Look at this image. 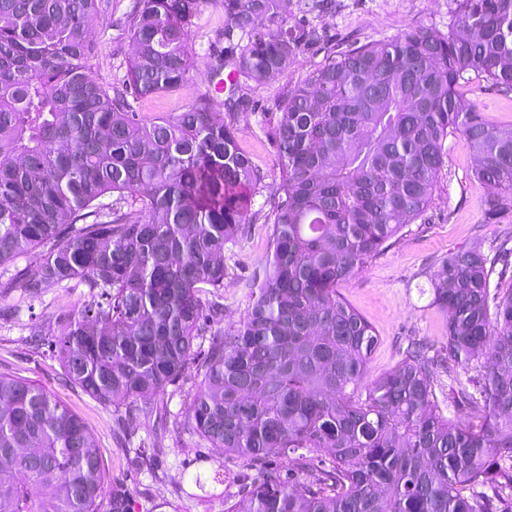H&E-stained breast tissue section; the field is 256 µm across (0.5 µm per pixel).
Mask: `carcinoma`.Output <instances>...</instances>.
Segmentation results:
<instances>
[{
  "instance_id": "1",
  "label": "carcinoma",
  "mask_w": 512,
  "mask_h": 512,
  "mask_svg": "<svg viewBox=\"0 0 512 512\" xmlns=\"http://www.w3.org/2000/svg\"><path fill=\"white\" fill-rule=\"evenodd\" d=\"M205 2L138 0L126 89L112 95L86 65L96 0H0V267L43 247L29 295L88 288L48 343L69 384L115 409L164 392L198 354L260 181L210 96L150 120L126 98L188 80ZM334 6L224 0L210 77L225 104L317 46L307 14ZM481 82L512 93V0H455L448 31L339 50L288 89L264 275L246 318L210 340L190 422L224 454L286 470L225 512H512V233L425 272L445 345L415 341L380 377L367 376L372 326L337 292L430 209L450 137L495 189L487 218L512 213V129L468 96ZM439 368L474 372L475 392L451 390L469 421L444 415ZM105 485L82 421L0 374V512H100Z\"/></svg>"
}]
</instances>
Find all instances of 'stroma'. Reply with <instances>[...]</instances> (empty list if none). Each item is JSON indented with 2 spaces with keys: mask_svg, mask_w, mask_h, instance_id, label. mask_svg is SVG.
Segmentation results:
<instances>
[{
  "mask_svg": "<svg viewBox=\"0 0 512 512\" xmlns=\"http://www.w3.org/2000/svg\"><path fill=\"white\" fill-rule=\"evenodd\" d=\"M134 0H101L91 22L93 51L88 66L109 91L124 90L134 46L128 21ZM453 0H336L334 13L316 17L325 39L318 49L305 52L299 63L262 84L242 88L247 110L235 112L231 122L240 148L250 157L261 180L249 213V222L236 245L224 251V310L214 329L238 327L250 304V284L262 275L270 253L271 201L280 182V166L270 129L290 86L302 81L337 49L396 36L417 24L447 29ZM224 29V0H206L191 29L196 65L177 90L148 98H130L140 117L151 119L183 111L204 95L208 70L203 62L210 43ZM482 115L499 127H512V97L487 84L471 91ZM475 159L459 140L448 142V162L438 182L433 206L418 224L359 275L344 282L340 293L375 328L377 347L371 357V375H381L399 362L408 343L426 339L442 346L447 319L432 306L425 277L436 261L449 252L482 244L490 247L512 232V213L487 222L482 202L483 184L470 179ZM88 298L83 285L70 283L29 299L22 284L0 293V373L14 375L49 391L81 418L94 435L108 476L107 495L126 496L129 512H224L250 489L258 467L236 457L224 465L233 482L191 495L196 476L209 475L215 448L187 427L190 404L199 378V360L164 393L143 401L141 409H113L62 379L59 361L47 347L31 342L36 330L55 328L59 319L77 313Z\"/></svg>",
  "mask_w": 512,
  "mask_h": 512,
  "instance_id": "obj_1",
  "label": "stroma"
}]
</instances>
